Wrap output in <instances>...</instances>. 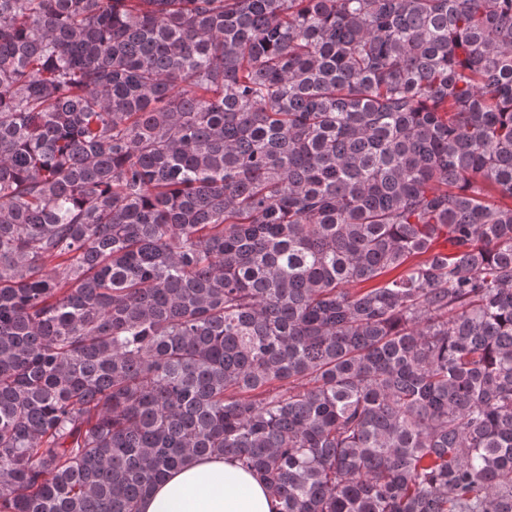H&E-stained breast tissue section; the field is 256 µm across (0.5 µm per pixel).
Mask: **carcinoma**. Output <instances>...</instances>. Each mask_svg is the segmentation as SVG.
Segmentation results:
<instances>
[{"label": "carcinoma", "mask_w": 512, "mask_h": 512, "mask_svg": "<svg viewBox=\"0 0 512 512\" xmlns=\"http://www.w3.org/2000/svg\"><path fill=\"white\" fill-rule=\"evenodd\" d=\"M212 455L512 512V0H0V512Z\"/></svg>", "instance_id": "obj_1"}]
</instances>
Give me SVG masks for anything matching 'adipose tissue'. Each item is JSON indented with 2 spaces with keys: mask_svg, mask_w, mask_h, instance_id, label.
<instances>
[{
  "mask_svg": "<svg viewBox=\"0 0 512 512\" xmlns=\"http://www.w3.org/2000/svg\"><path fill=\"white\" fill-rule=\"evenodd\" d=\"M141 512H279L264 484L224 456L195 457L144 496Z\"/></svg>",
  "mask_w": 512,
  "mask_h": 512,
  "instance_id": "1",
  "label": "adipose tissue"
}]
</instances>
